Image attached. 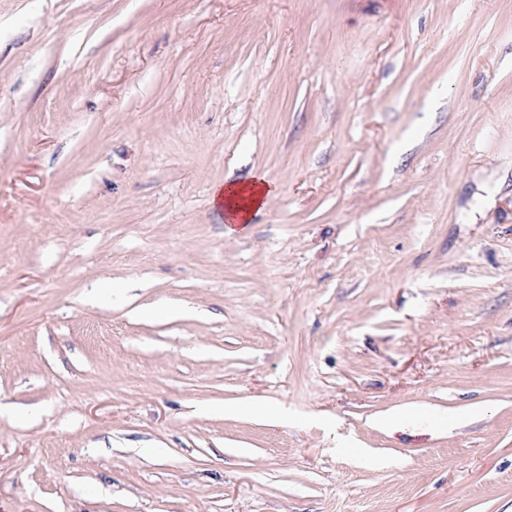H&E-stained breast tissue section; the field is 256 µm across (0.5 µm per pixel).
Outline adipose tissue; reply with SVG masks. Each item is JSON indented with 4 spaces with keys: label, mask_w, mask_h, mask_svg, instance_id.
<instances>
[{
    "label": "adipose tissue",
    "mask_w": 512,
    "mask_h": 512,
    "mask_svg": "<svg viewBox=\"0 0 512 512\" xmlns=\"http://www.w3.org/2000/svg\"><path fill=\"white\" fill-rule=\"evenodd\" d=\"M273 188L264 178H254L246 184L227 183L216 187L213 203L225 214L227 234L242 232L255 211L265 206Z\"/></svg>",
    "instance_id": "ef3b65f1"
}]
</instances>
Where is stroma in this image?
<instances>
[{"instance_id":"35a3bbf8","label":"stroma","mask_w":512,"mask_h":512,"mask_svg":"<svg viewBox=\"0 0 512 512\" xmlns=\"http://www.w3.org/2000/svg\"><path fill=\"white\" fill-rule=\"evenodd\" d=\"M0 512H512V0H0ZM273 188L264 177L246 184L225 183L214 190L213 203L225 214L227 235L242 232L253 213L265 206Z\"/></svg>"}]
</instances>
